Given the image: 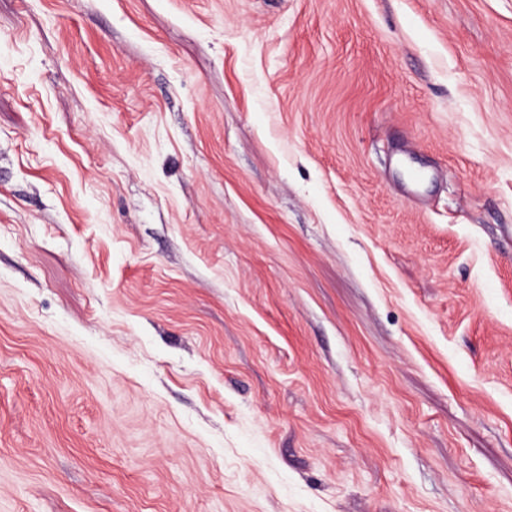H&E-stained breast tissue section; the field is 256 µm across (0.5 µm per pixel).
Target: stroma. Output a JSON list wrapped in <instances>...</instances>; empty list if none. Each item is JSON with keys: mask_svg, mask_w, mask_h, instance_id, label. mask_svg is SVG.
Instances as JSON below:
<instances>
[{"mask_svg": "<svg viewBox=\"0 0 512 512\" xmlns=\"http://www.w3.org/2000/svg\"><path fill=\"white\" fill-rule=\"evenodd\" d=\"M0 512H512V0H0Z\"/></svg>", "mask_w": 512, "mask_h": 512, "instance_id": "35a3bbf8", "label": "stroma"}]
</instances>
